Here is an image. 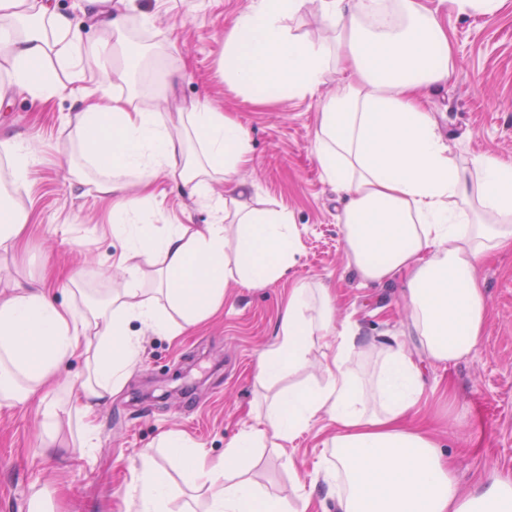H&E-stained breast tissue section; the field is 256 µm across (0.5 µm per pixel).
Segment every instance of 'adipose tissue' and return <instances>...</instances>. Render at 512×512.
Listing matches in <instances>:
<instances>
[{
  "mask_svg": "<svg viewBox=\"0 0 512 512\" xmlns=\"http://www.w3.org/2000/svg\"><path fill=\"white\" fill-rule=\"evenodd\" d=\"M315 4L331 29L312 41L286 19ZM115 50L85 43L63 14L44 0H0V61L11 85L43 101L63 92L56 69L81 79L83 59L101 74L98 101H80L75 114L84 179L96 170L100 195L112 198V236L121 244L123 287L80 310L58 303L41 282H14L0 297V402H44L43 389L62 365L83 358L86 376L68 405L92 415L122 388L141 353L131 328L177 337L224 306L229 282L260 287L284 278L299 249L287 209H258L246 200H216L214 176H231L250 154L249 135L209 104L170 115L112 94L131 74ZM347 74L341 94L318 112L315 158L344 195L341 220L351 265L365 284L402 274L411 326L427 357L453 363L479 345L489 317L477 270L490 255L512 250V161L484 153L457 161L425 106L453 74L448 29L425 0H253L224 40V76L252 94L281 99L312 93L329 69ZM35 148L19 135L0 137V158L11 169L0 191V250L28 233L20 202ZM167 173L209 207L208 224H172L155 232L138 202L126 199L122 175L150 186ZM237 231L227 238L222 212ZM155 266V285L142 287V264ZM327 289L298 283L291 289L275 343L259 354L254 373L267 382L304 369L313 339L331 329ZM359 327L336 331V346L322 363L326 380L291 388L271 404L258 425L209 458L189 436L168 432L171 449L198 488L210 491L209 512H308V499L291 504L260 494L239 465L253 449H287L312 421L335 425V463L324 480L341 475L340 512H512V476L494 475L478 490L459 486L433 434L416 425L424 391L420 370L403 349L384 347L374 393L350 367ZM134 488L139 512H166L167 473L151 449L138 453Z\"/></svg>",
  "mask_w": 512,
  "mask_h": 512,
  "instance_id": "ef3b65f1",
  "label": "adipose tissue"
}]
</instances>
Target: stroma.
Returning <instances> with one entry per match:
<instances>
[{
	"label": "stroma",
	"instance_id": "stroma-1",
	"mask_svg": "<svg viewBox=\"0 0 512 512\" xmlns=\"http://www.w3.org/2000/svg\"><path fill=\"white\" fill-rule=\"evenodd\" d=\"M66 15L85 42L111 41L91 17L85 0H49ZM252 0H109L126 15L134 38L131 83L117 93L145 89V70L164 77L154 108L174 112L195 101L209 102L247 130L249 161L237 178L245 197L259 208H285L293 215L299 252L281 280L261 288L230 284L224 308L170 338L144 331L142 353L121 392L97 414L94 445H81L78 414L61 415L55 433L63 452L47 455L42 411L37 406L0 405V512H30L33 494L53 490V512H137L132 490L139 478L140 449L154 451L171 483V512H206L210 497L196 490L187 471L157 441L166 432L193 438L209 457L223 456L226 443L265 414L277 393L296 383H321L324 353L333 337L316 338L307 369L259 384L253 376L258 355L276 340L288 293L298 282L321 284L336 295V321H357L374 346L356 351L352 366L371 386L380 360L377 346L401 347L426 382L420 419L434 432L454 463L462 487L475 490L489 474L512 475V251L489 258L480 269L490 315L485 334L469 357L444 366L424 354L404 306L405 277L362 285L346 255L343 199L322 175L314 156L316 114L322 101L344 86L328 73L312 95L275 102L250 100L224 80V38ZM443 11L451 40L454 73L429 109L456 158L495 153L512 158V0L495 19L460 16L443 0H428ZM64 94L33 104L22 89L0 90V136L22 135L37 147L21 199L30 232L15 249L0 251V288L13 280L40 281L50 268L74 271L79 289L56 287L59 302L85 308L125 281L112 257L120 246L108 224L109 202L93 180L69 173L75 147L70 119L77 96L97 89L101 76L86 64L85 78L70 82L58 72ZM129 195L139 198L156 229L169 224H205L211 213L158 174L151 195L140 198L136 176H127ZM332 426L312 422L280 454L256 449L243 472L259 491L296 502L308 497L309 512H337L336 488L324 481V441Z\"/></svg>",
	"mask_w": 512,
	"mask_h": 512
}]
</instances>
